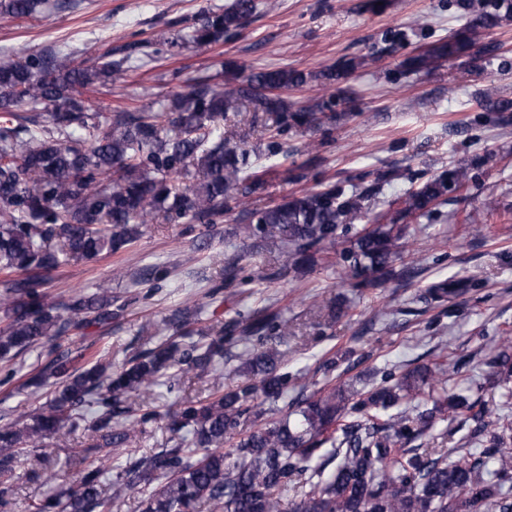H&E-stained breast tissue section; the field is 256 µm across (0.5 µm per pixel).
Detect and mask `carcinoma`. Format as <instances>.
Returning <instances> with one entry per match:
<instances>
[{"mask_svg":"<svg viewBox=\"0 0 512 512\" xmlns=\"http://www.w3.org/2000/svg\"><path fill=\"white\" fill-rule=\"evenodd\" d=\"M42 0H0V17L35 14ZM464 31L406 57L402 68L418 73L438 60L471 64L498 51L478 31L512 18V0H463ZM255 0L200 8L185 39L203 46L238 34ZM106 52L87 64L71 54L26 50L0 63V360L8 361L45 341H57L92 324L112 322V290L99 288L66 300L46 290L43 274L70 260H91L126 249L154 223L217 224L241 209V234L255 247L284 249L280 275H304L335 259L353 287L385 279L407 281L404 262L408 214L425 216L448 194L466 188L476 157L421 181L402 210L379 224L358 220L384 186L404 177L399 168L367 184L322 182L275 204L250 209L265 190L267 170L246 148L236 118L269 131L266 150L288 160L282 142L290 129L336 124L349 113L331 111L333 99L293 107L283 91L320 78L338 81L358 66L343 58L318 75L296 68H225L232 89L200 79L147 109L116 110L103 122L85 91L115 77L130 60ZM40 105L51 112H37ZM483 118L508 122L512 99L485 94ZM317 157L285 169L293 182L308 179ZM341 249H336V244ZM401 267H395L396 261ZM466 278H445L419 295L442 306L470 291ZM202 308L182 312L174 335L112 368L107 353L51 347V358L27 386L53 388V397L19 428H0V500L10 491L18 458L89 421L92 442L75 458L66 486L52 488L32 512H112L128 492L139 494L140 512H512L504 479L512 474V416L478 407L448 388L471 358H448L389 375L367 391L348 387L308 391L299 387L297 409L279 406L295 387L281 371L270 342L288 335L280 312L263 308L245 318L201 326ZM241 352L237 384L213 386L204 400H183L172 412L142 408L141 391L167 373L213 374L232 348ZM512 404V339L503 338L482 360ZM477 422L474 436L490 434L486 451L457 461L414 442L445 420ZM166 421V447L132 455L129 445L148 424ZM112 456L111 492L102 486L103 460ZM302 491L300 498L288 493Z\"/></svg>","mask_w":512,"mask_h":512,"instance_id":"cac0c4a2","label":"carcinoma"}]
</instances>
